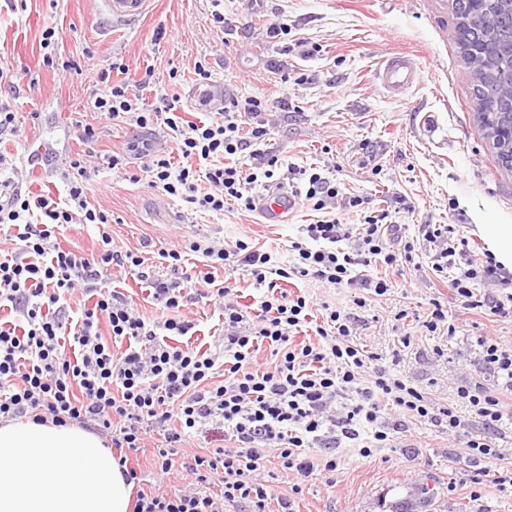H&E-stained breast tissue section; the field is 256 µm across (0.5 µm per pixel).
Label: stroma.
<instances>
[{
  "label": "stroma",
  "instance_id": "obj_1",
  "mask_svg": "<svg viewBox=\"0 0 512 512\" xmlns=\"http://www.w3.org/2000/svg\"><path fill=\"white\" fill-rule=\"evenodd\" d=\"M212 0H155L152 13L132 24L105 28L98 0H24L17 10L0 8V67L29 70L34 87L3 95L16 112L20 132L0 138V153L23 162L30 153L52 150L64 157L79 151L73 120L100 126L102 134L87 160L94 176L88 199L112 215L108 231L115 248H170L182 237L234 241L248 235L287 262V247L302 225L320 212L297 203L281 224L264 223L258 212L225 205L223 214H189L179 199L146 182L126 181L110 170L111 153L121 150L127 128L94 112L89 92L112 61L129 66L130 80L153 68L155 84L141 91L146 107L158 92L177 94L185 120H208L207 109L191 100L194 66L207 61L224 83L226 99L279 97L268 144L285 161L330 170L344 193L367 197L370 210H389L392 222L415 237L423 224H451L469 241L472 258L483 254L480 224L512 225V170H505L478 119L473 82L457 45L455 18L438 21L436 0H223L224 26L216 28ZM287 23L290 32L270 37L269 25ZM59 30L63 59L77 62L78 77L43 67L45 27ZM162 40H155L156 30ZM312 52H304V44ZM418 55L422 75L403 96L387 93L374 79L377 61L391 53ZM406 211L395 212L396 198ZM421 270L372 268L390 279L392 291L361 309L357 341L379 354L382 365L423 387L437 403L453 400L457 386L479 379L476 337L512 344V320L479 311L460 312L446 278L420 256ZM438 299L455 337L418 333L410 348L401 338L410 325L399 310L426 314ZM474 463L436 427L416 424L396 445L362 458L343 457L335 484L315 474L302 484L297 512H390L393 503H422L421 512H512V488L489 487L481 502L470 498Z\"/></svg>",
  "mask_w": 512,
  "mask_h": 512
}]
</instances>
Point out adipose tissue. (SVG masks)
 I'll use <instances>...</instances> for the list:
<instances>
[{
    "label": "adipose tissue",
    "mask_w": 512,
    "mask_h": 512,
    "mask_svg": "<svg viewBox=\"0 0 512 512\" xmlns=\"http://www.w3.org/2000/svg\"><path fill=\"white\" fill-rule=\"evenodd\" d=\"M131 493L96 434L29 419L0 425V512H129Z\"/></svg>",
    "instance_id": "obj_1"
}]
</instances>
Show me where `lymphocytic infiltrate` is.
<instances>
[{
    "label": "lymphocytic infiltrate",
    "instance_id": "f902f5d3",
    "mask_svg": "<svg viewBox=\"0 0 512 512\" xmlns=\"http://www.w3.org/2000/svg\"><path fill=\"white\" fill-rule=\"evenodd\" d=\"M128 71L123 61L112 62L90 93L101 116L130 128L109 168L124 169L126 155L138 156L142 170L127 171L128 181L147 180L194 213H220L232 201L254 210L253 188L283 169L292 194L323 217L305 225V241L291 243V259L282 266L246 235L222 247L184 239L158 250L151 261L142 252L113 248L106 230L111 214L87 200L91 174L83 154L67 157L60 167L67 189L59 201L30 195L8 176L0 154V172L7 174L0 179V232L21 243L19 251L0 252V309L18 316L17 322L0 323V421L27 417L105 435L130 483L142 479L132 456L148 435L158 434L153 455L161 472L181 467L188 486L174 493L138 490L133 512H224L240 502L250 512H295L302 479L318 472L335 483L343 456L381 454L417 423L464 445L476 463L469 478L472 500L482 499L487 484L512 485V468L501 465L506 453L490 439L512 417V345L477 338L484 377L459 386L455 404L445 406L375 364L374 354L356 341L357 310L392 287L390 280L369 275L375 264L412 265L420 246H427L432 271H452L460 309L501 318H512V273L489 252L481 261L469 260L468 239L455 237L450 224L421 225L422 239L415 242L380 214L355 226L333 217L341 193L335 180L285 163L268 148L261 118L266 99L231 101L197 124L184 120L177 99L166 94L156 107H145L121 79ZM158 124L167 129L172 152L155 150L145 138V130ZM177 156L182 165H174ZM67 224L95 226L96 252L84 256L64 248L57 233ZM193 254L206 266L199 278L186 265ZM229 265L244 268L261 290L256 308L244 309L237 287L216 281L215 270ZM115 271L148 283L165 316L146 318L123 292L103 288ZM294 278L354 289L353 311L328 306L314 321L309 299L280 286ZM197 279L203 289L190 291ZM486 283L492 291L476 293ZM78 293L86 301L75 308ZM202 298L213 301L223 318L214 348L173 344V337L193 328L180 312L183 303ZM103 318L111 329L107 340L99 331ZM118 342L126 345L119 354L112 350ZM264 346L274 359L266 369L256 362ZM195 433L213 440V447L178 460L182 443ZM272 457L295 478L290 496L273 498L263 478Z\"/></svg>",
    "mask_w": 512,
    "mask_h": 512
}]
</instances>
